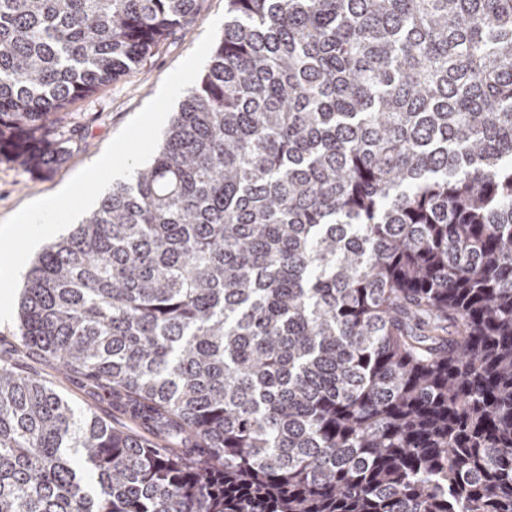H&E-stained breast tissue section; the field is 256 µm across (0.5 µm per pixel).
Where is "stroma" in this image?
<instances>
[{"label": "stroma", "mask_w": 512, "mask_h": 512, "mask_svg": "<svg viewBox=\"0 0 512 512\" xmlns=\"http://www.w3.org/2000/svg\"><path fill=\"white\" fill-rule=\"evenodd\" d=\"M224 0H202L187 32L168 36L137 69L66 107L63 126L75 129L63 159L52 168L22 169L0 161V221L28 202L57 191L95 161L119 131L158 92L164 78L198 45Z\"/></svg>", "instance_id": "obj_1"}]
</instances>
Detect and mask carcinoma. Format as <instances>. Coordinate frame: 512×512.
<instances>
[{
    "mask_svg": "<svg viewBox=\"0 0 512 512\" xmlns=\"http://www.w3.org/2000/svg\"><path fill=\"white\" fill-rule=\"evenodd\" d=\"M201 0H0V156ZM151 162L25 274L0 512H512V0H226ZM20 364L23 372L53 383L75 406H82L86 402H91L82 389L58 374L50 362L38 358H24Z\"/></svg>",
    "mask_w": 512,
    "mask_h": 512,
    "instance_id": "carcinoma-1",
    "label": "carcinoma"
}]
</instances>
